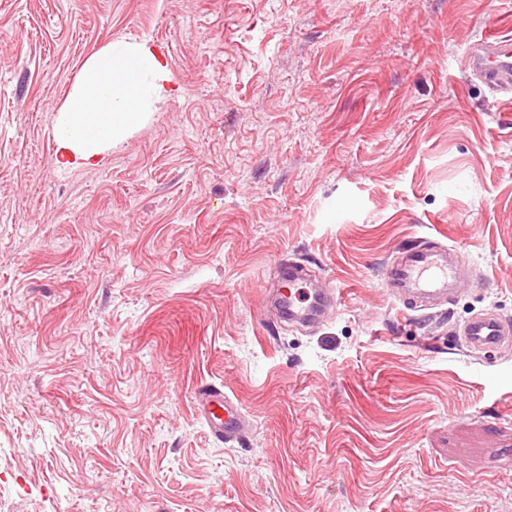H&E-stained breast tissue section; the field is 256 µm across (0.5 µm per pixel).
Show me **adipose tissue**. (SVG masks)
Listing matches in <instances>:
<instances>
[{
  "mask_svg": "<svg viewBox=\"0 0 512 512\" xmlns=\"http://www.w3.org/2000/svg\"><path fill=\"white\" fill-rule=\"evenodd\" d=\"M168 80L163 55L147 43L113 40L90 54L56 109V164H101L112 144L146 122Z\"/></svg>",
  "mask_w": 512,
  "mask_h": 512,
  "instance_id": "1",
  "label": "adipose tissue"
}]
</instances>
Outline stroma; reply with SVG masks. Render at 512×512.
<instances>
[{
  "label": "stroma",
  "instance_id": "obj_1",
  "mask_svg": "<svg viewBox=\"0 0 512 512\" xmlns=\"http://www.w3.org/2000/svg\"><path fill=\"white\" fill-rule=\"evenodd\" d=\"M512 0H0V512H512V100L462 60ZM144 41L170 95L54 161L84 59ZM438 240L466 291L405 311ZM298 262L336 304L265 312ZM250 428L213 438L194 396ZM461 253L439 243L415 247L398 263L387 267V281L396 299L405 309L419 312L438 299L456 293V269L462 263ZM459 334L469 349L488 353L511 343L512 326L496 315L486 313L464 324Z\"/></svg>",
  "mask_w": 512,
  "mask_h": 512
}]
</instances>
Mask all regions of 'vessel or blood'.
<instances>
[{
    "instance_id": "b4317fda",
    "label": "vessel or blood",
    "mask_w": 512,
    "mask_h": 512,
    "mask_svg": "<svg viewBox=\"0 0 512 512\" xmlns=\"http://www.w3.org/2000/svg\"><path fill=\"white\" fill-rule=\"evenodd\" d=\"M467 67L496 98L512 99L511 39L499 35L483 37L469 51ZM462 259L461 253L443 244L416 247L400 262L388 265L387 281L405 309L419 312L456 293V269ZM275 276L282 281L276 290V307L285 321H313L331 301L325 291L296 290L303 270L295 263L277 265ZM460 335L469 349L488 353L512 342V324L486 313L464 324ZM195 403L217 440L236 438L246 427L241 407L221 391L198 392Z\"/></svg>"
}]
</instances>
